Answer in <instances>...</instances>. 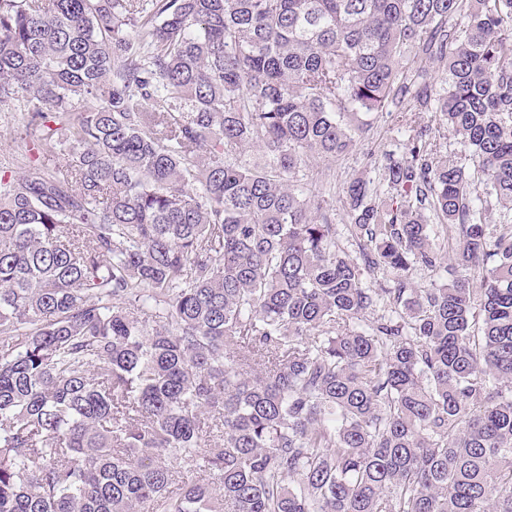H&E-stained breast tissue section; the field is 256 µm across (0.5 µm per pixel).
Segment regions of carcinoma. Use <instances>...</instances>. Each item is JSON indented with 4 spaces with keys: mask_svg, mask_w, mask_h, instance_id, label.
<instances>
[{
    "mask_svg": "<svg viewBox=\"0 0 512 512\" xmlns=\"http://www.w3.org/2000/svg\"><path fill=\"white\" fill-rule=\"evenodd\" d=\"M509 37L512 0H0V512H512ZM379 112L351 252L297 174ZM27 118L16 103L0 106V169L12 158L26 153L27 141L22 130ZM439 150L442 157L454 161L458 166L465 167L466 172L473 174L474 166L469 153L456 137L448 133L446 138L440 140Z\"/></svg>",
    "mask_w": 512,
    "mask_h": 512,
    "instance_id": "cac0c4a2",
    "label": "carcinoma"
}]
</instances>
